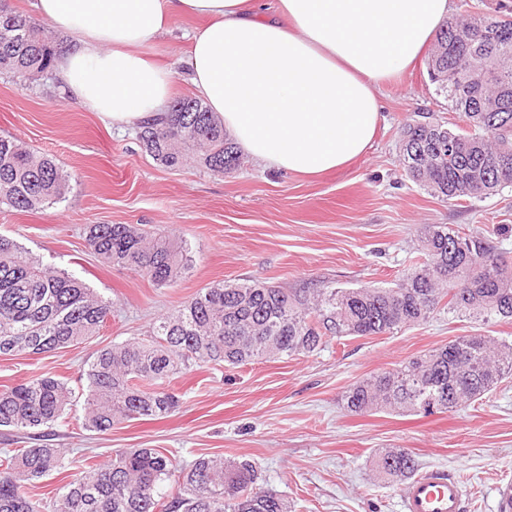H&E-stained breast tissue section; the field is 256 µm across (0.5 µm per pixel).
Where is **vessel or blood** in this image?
Listing matches in <instances>:
<instances>
[{
	"label": "vessel or blood",
	"mask_w": 512,
	"mask_h": 512,
	"mask_svg": "<svg viewBox=\"0 0 512 512\" xmlns=\"http://www.w3.org/2000/svg\"><path fill=\"white\" fill-rule=\"evenodd\" d=\"M401 512H464V488L453 474L439 470L420 473L403 485Z\"/></svg>",
	"instance_id": "1"
}]
</instances>
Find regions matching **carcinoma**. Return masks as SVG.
Instances as JSON below:
<instances>
[{"label":"carcinoma","mask_w":512,"mask_h":512,"mask_svg":"<svg viewBox=\"0 0 512 512\" xmlns=\"http://www.w3.org/2000/svg\"><path fill=\"white\" fill-rule=\"evenodd\" d=\"M56 52L45 23L0 0V71L24 81L49 72ZM430 81L465 123L435 115L402 129L406 177L443 202L482 199L512 185V19L478 14L443 21L428 62ZM145 151L167 167L196 162L228 174L242 163L224 124L203 100L180 97L161 124L139 127ZM70 175L50 155L0 136V207L40 210L62 201ZM85 241L110 264L170 286L188 271L183 239L152 237L133 224H92ZM424 259L393 285L283 288L226 281L203 288L155 320L147 338L97 351L79 377L82 427L105 433L122 421L157 420L179 397L160 386L202 364L240 366L310 355L342 338L392 334L450 313L488 323L512 319V261L479 236L446 224L421 237ZM112 313L104 297L73 274L44 266L17 241L0 236V356L46 355L100 333ZM512 376V341L458 336L394 369H382L343 395L355 414L456 412ZM75 391L41 375L0 391V428L34 440L70 424ZM80 469L51 503L30 486ZM377 475L395 483L419 462L400 448L378 452ZM0 512H292L288 499L260 485L249 460L203 454L183 466L157 448L117 449L99 463L60 448L0 452Z\"/></svg>","instance_id":"carcinoma-1"}]
</instances>
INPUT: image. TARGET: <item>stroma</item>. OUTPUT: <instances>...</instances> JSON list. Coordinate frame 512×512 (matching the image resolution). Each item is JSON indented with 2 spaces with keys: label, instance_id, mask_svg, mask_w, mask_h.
I'll list each match as a JSON object with an SVG mask.
<instances>
[{
  "label": "stroma",
  "instance_id": "35a3bbf8",
  "mask_svg": "<svg viewBox=\"0 0 512 512\" xmlns=\"http://www.w3.org/2000/svg\"><path fill=\"white\" fill-rule=\"evenodd\" d=\"M202 23L175 17L154 49L157 58L176 64ZM381 101L385 120L372 146L342 170L306 179L247 159L224 175L193 162L162 166L142 151L136 128H115L74 105L49 78L22 86L0 74V135L53 155L71 175L63 202L0 211V235L113 302L99 336L83 344L39 357L0 356V390L41 375L76 383L100 348L144 337L158 317L224 281L392 285L418 258L430 224L484 235L512 256V186L451 206L404 175L406 121L418 112L459 119L437 95L425 60L386 82ZM89 224H135L185 239L193 265L172 286L156 287L94 254L85 241ZM474 333L512 341V319L480 325L444 311L419 326L351 338L308 356L196 367L172 381L181 407L167 418L117 423L105 433L55 426L41 442L102 461L120 448H165L183 464L202 454L242 457L294 512H400L399 486L378 479L372 457L381 448H403L421 470L461 480L466 512H495L496 486L512 481V377L450 413L356 415L342 402L350 385L372 373Z\"/></svg>",
  "mask_w": 512,
  "mask_h": 512
}]
</instances>
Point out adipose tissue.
Here are the masks:
<instances>
[{"label":"adipose tissue","instance_id":"ef3b65f1","mask_svg":"<svg viewBox=\"0 0 512 512\" xmlns=\"http://www.w3.org/2000/svg\"><path fill=\"white\" fill-rule=\"evenodd\" d=\"M69 35L53 75L72 101L139 126L166 114L170 69L146 59L178 15L205 23L183 64L245 156L316 177L372 146L380 86L433 41L450 0H33Z\"/></svg>","mask_w":512,"mask_h":512}]
</instances>
